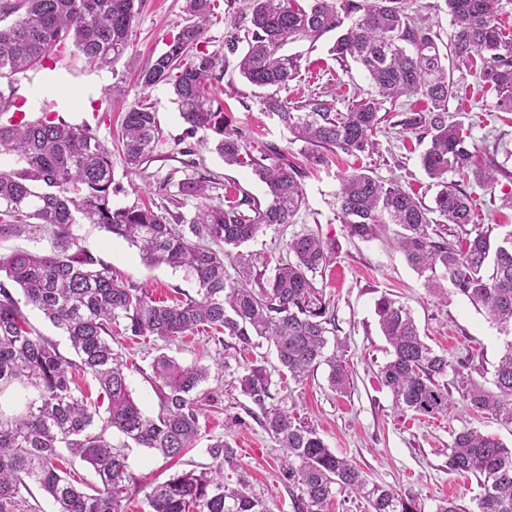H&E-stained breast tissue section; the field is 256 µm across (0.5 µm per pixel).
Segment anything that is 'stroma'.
Instances as JSON below:
<instances>
[{
  "label": "stroma",
  "mask_w": 512,
  "mask_h": 512,
  "mask_svg": "<svg viewBox=\"0 0 512 512\" xmlns=\"http://www.w3.org/2000/svg\"><path fill=\"white\" fill-rule=\"evenodd\" d=\"M184 0H142L129 33L127 52L111 66H88L74 47L57 52L50 68H38L0 79V91L13 93L23 101V109L38 117L57 113L71 123H88L111 149L115 192L112 204L132 206L140 202L163 203L166 194L159 184L168 174L178 178H207L210 201L220 204L225 193L244 189L265 199L266 186L251 169L228 166L203 145L206 131H199L200 145L193 163L181 166L173 160L175 139L185 125L168 84L142 88L137 80L141 68L160 54L185 24ZM330 40L322 38L315 47L297 43L306 54L299 78L292 81L284 95L297 101L316 93L330 92L337 107L352 101L355 89H369L364 71H342L328 53ZM237 57H230L223 80L212 92L224 103L231 128L253 134L260 141L288 146L299 153L300 144L290 143V135L276 118L262 112L258 90L242 78ZM457 120L472 129L471 143L476 152H484L493 143L512 151V114L495 111L493 93L484 91L475 74H456ZM123 82L124 97L111 104H100L103 90L113 82ZM141 102L156 112L163 131L154 161L145 169H128L119 142L121 114L133 102ZM396 113H389L375 136L373 150L348 156H336L329 166L302 180L305 203L294 224L269 229L264 236L242 245L241 250L275 263L282 245L294 234L312 232L335 242L336 257L326 269L322 282L331 300L344 344L343 359L352 375L350 390L342 395L330 391L328 368L320 366L303 381L285 377L276 353L270 345L254 349L272 373V392L276 403L301 420L314 424L329 448L353 458L371 480L418 494L424 512H435L440 501L458 499L469 504L478 492L475 478L449 472L448 447L454 433L476 428L512 443V424L491 415L474 416L463 407L437 418L414 417L397 413L392 395L378 381V371L388 360V344L375 314V302L381 294H390L410 306L415 322L427 343L450 360H467L472 377L491 384L494 367L505 341L485 313L466 300L453 297L442 304L429 296L423 281L409 268L401 253L390 247L386 237L362 242L350 239L338 218L334 194L343 171L363 168L375 176L398 178L424 203H431L436 189L419 164L424 146L415 133L397 124ZM82 244L96 261L111 265L124 278L147 288L154 297L171 299L180 293H195L194 280L183 270L165 265L147 266L139 250L104 230L82 224L77 228ZM134 364L128 372L133 398L148 415L158 412V399L147 378L150 364L165 353L185 365L207 366L209 378L203 384L200 401L201 439L179 463L166 462L148 449L136 447L118 431L108 434L114 448L128 457L131 472L143 482L157 484L175 472L208 464L205 451L209 439H228L256 492L261 493L271 512H294L292 496L282 472L285 462L276 442L250 413L251 401L231 386L234 373L240 372L246 356L225 349L210 330H201L168 344L157 338L121 339L117 346Z\"/></svg>",
  "instance_id": "1"
}]
</instances>
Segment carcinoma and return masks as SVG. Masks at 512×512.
<instances>
[{"instance_id":"cac0c4a2","label":"carcinoma","mask_w":512,"mask_h":512,"mask_svg":"<svg viewBox=\"0 0 512 512\" xmlns=\"http://www.w3.org/2000/svg\"><path fill=\"white\" fill-rule=\"evenodd\" d=\"M24 14L0 25V78L23 73L72 43L90 65H106L124 55L138 0H23ZM216 0H186L187 23L139 75L145 88L172 85L186 124L176 153L194 155L185 145L200 130L214 134V150L228 165L251 169L267 187L265 201L244 190L223 204L207 203L205 181L176 183L172 203L188 198L203 204L191 219L169 208L112 206V152L87 123L69 124L47 115L33 124L3 119L16 101L0 96V154L19 167L0 168V239L46 236L50 250H17L0 256V274L22 292L25 304L40 310L68 337L77 356H62L39 335L20 301L0 281V512H18L35 493L50 497L57 512H123L122 501L139 484L124 454L107 437L115 429L140 448L178 461L200 440L198 389L208 369L184 365L161 353L151 365L159 411L146 414L130 394L129 366L112 348V326L130 337L172 340L208 327L229 338L225 346L246 351L268 342L281 367L295 380L315 368H329L335 393L350 385L337 350L342 341L316 277L336 255V244L313 233L286 243L285 259L257 269L237 248L275 226H286L304 203L307 169L289 158L288 147H258L245 133L224 125V108L209 87L224 78L227 55L239 54V72L266 90L262 111L277 118L303 143L312 165L339 152L354 155L373 146L384 121L380 112L419 94L421 110L399 121L426 142L420 165L438 191L423 204L397 178L369 170L339 177L335 199L349 237L369 241L394 226L393 246L423 278L429 296L446 303L452 296L484 311L506 336L492 387L474 380L467 361L456 364L421 336L410 307L387 294L375 302L389 359L380 369L394 408L416 417L436 418L463 407L512 422V224H475L468 187L494 193L499 178L512 183L498 147L478 157L469 150L470 133L451 115L457 98L454 72L472 69L496 94L495 107L512 112V40L499 20L500 0H443L450 16L448 42L433 32L422 6L411 0H236L224 35V52L198 49ZM336 33L329 52L343 70L358 65L374 91L346 109L318 96L301 102L280 95L300 75L303 55L285 46H310ZM162 139L157 113L136 102L122 121L125 164L139 169L156 158ZM94 224L138 247L149 265L182 268L194 278L197 296L168 303L118 277L112 266L95 261L76 233ZM236 268L237 276L228 272ZM89 375L108 400L99 403L76 393L77 378ZM242 395L260 409L258 421L286 452L288 487L295 512H321L338 493L361 495L371 512H421L417 496L370 480L353 459L329 448L317 430L267 401L272 374L253 361L237 377ZM211 463L185 470L154 485L146 494L148 512H271L253 492L236 451L224 438L210 440ZM89 464L95 480L71 474L72 460ZM448 471L469 473L478 483L475 506L455 500L435 512H512V448L477 429L455 434L448 447Z\"/></svg>"}]
</instances>
